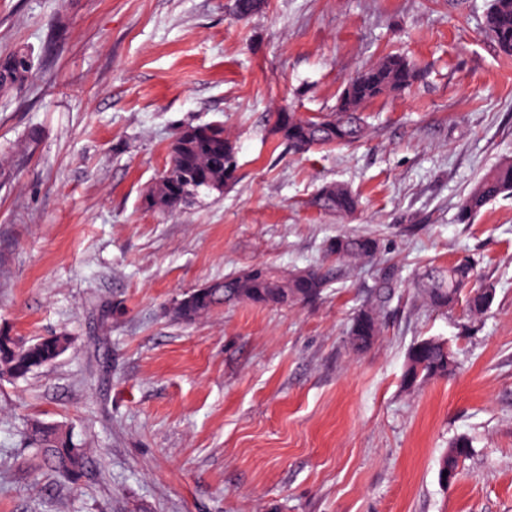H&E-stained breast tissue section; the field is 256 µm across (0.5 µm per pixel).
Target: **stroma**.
<instances>
[{"label": "stroma", "instance_id": "35a3bbf8", "mask_svg": "<svg viewBox=\"0 0 512 512\" xmlns=\"http://www.w3.org/2000/svg\"><path fill=\"white\" fill-rule=\"evenodd\" d=\"M233 2L0 0V59L34 57L33 80L0 97V329L72 339L0 380V512H512V194L466 223L458 209L512 158L491 0H265L246 20ZM402 52L422 76L365 105L364 142L296 155L272 135L279 113L329 112ZM210 122L236 146V181L149 207L176 130ZM330 182L358 193L355 215L313 206ZM339 234L382 252L337 267L315 304L169 314L249 267L321 263ZM465 254L496 289L488 313L418 305L413 274ZM367 304L383 332L357 354L346 332ZM430 336L456 368L405 388L407 351ZM34 422L87 448L79 484L45 470ZM459 437L473 448L446 486ZM470 442L466 438H457L455 439L448 448V451L442 456L440 461V469H439V479L441 478V474L443 470L450 468L453 470L454 476L453 480L451 478L450 470H448V482L452 480V483L458 478L460 475V463L463 459H465L470 453ZM442 480V479H440Z\"/></svg>", "mask_w": 512, "mask_h": 512}]
</instances>
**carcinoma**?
<instances>
[{
	"label": "carcinoma",
	"instance_id": "obj_1",
	"mask_svg": "<svg viewBox=\"0 0 512 512\" xmlns=\"http://www.w3.org/2000/svg\"><path fill=\"white\" fill-rule=\"evenodd\" d=\"M235 15L246 20L262 7V0H236ZM486 32L500 46H512V0H492L486 15ZM33 68V55L19 50L0 60V94L5 96L28 80ZM421 77L420 69L407 57L387 55L358 72L344 86L336 110L325 114L302 116L297 112H281L273 134L294 153L312 149L344 146L365 139L369 125L362 108L369 102L411 87ZM169 161L147 194L148 204L162 212H173L186 201L171 195L166 176L183 174L197 179L193 195L222 193L236 179V146L221 123L180 127L168 147ZM512 192V159H506L486 173L460 202L463 221H470L501 194ZM314 204L321 210L340 217L353 215L359 197L341 183L323 186ZM365 235L336 236L325 245L326 258L338 264L373 262L378 254H368ZM332 269L308 265L284 274L271 266H255L195 289L175 301L171 314L191 323L208 316L226 303L247 302L263 306L314 303L322 298L332 282ZM477 280L474 259L459 257L446 267H432L418 275L413 288L427 306L446 311L464 302L468 316L480 318L490 309L495 293L491 284L473 285ZM381 333L377 308L361 307L352 318L348 344L356 352L369 349ZM71 346L66 335H52L21 344L6 330L0 331V377L25 379L37 370L55 362ZM448 343L439 337L422 338L409 348L403 382L413 388L429 379L444 378L455 370L448 362ZM29 442L39 448L47 468L55 476L71 483L80 482L87 473L88 454L73 435L60 426L46 430L27 429ZM470 442L455 439L442 456L440 470L450 468L460 475V463L470 453Z\"/></svg>",
	"mask_w": 512,
	"mask_h": 512
}]
</instances>
